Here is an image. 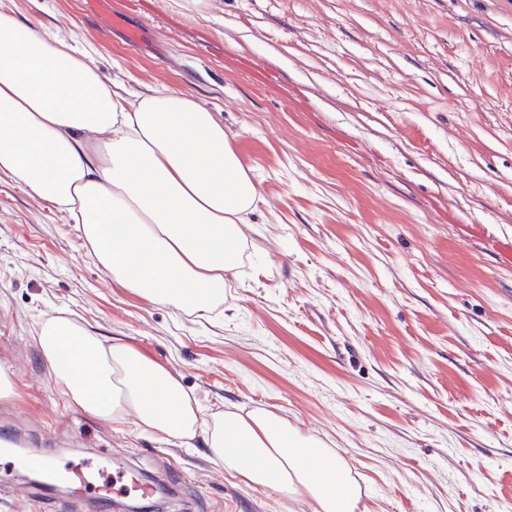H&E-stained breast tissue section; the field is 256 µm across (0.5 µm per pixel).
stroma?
Wrapping results in <instances>:
<instances>
[{"label":"stroma","instance_id":"stroma-1","mask_svg":"<svg viewBox=\"0 0 512 512\" xmlns=\"http://www.w3.org/2000/svg\"><path fill=\"white\" fill-rule=\"evenodd\" d=\"M129 89L217 112L263 201L198 315L106 276L75 224L0 173V432L167 487L161 512H312L202 439L73 406L36 334L129 343L211 414L275 411L351 467L355 512H512V0H0ZM138 30L129 46L125 32ZM0 512H85L0 469Z\"/></svg>","mask_w":512,"mask_h":512}]
</instances>
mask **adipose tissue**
I'll return each mask as SVG.
<instances>
[{
    "label": "adipose tissue",
    "instance_id": "obj_1",
    "mask_svg": "<svg viewBox=\"0 0 512 512\" xmlns=\"http://www.w3.org/2000/svg\"><path fill=\"white\" fill-rule=\"evenodd\" d=\"M0 173L67 213L104 273L143 298L205 313L224 300L262 197L217 113L190 93H132L85 52L0 12ZM40 355L86 414L202 437L247 485L305 496L314 512H354L348 465L268 409L204 415L180 379L125 342L59 317Z\"/></svg>",
    "mask_w": 512,
    "mask_h": 512
}]
</instances>
